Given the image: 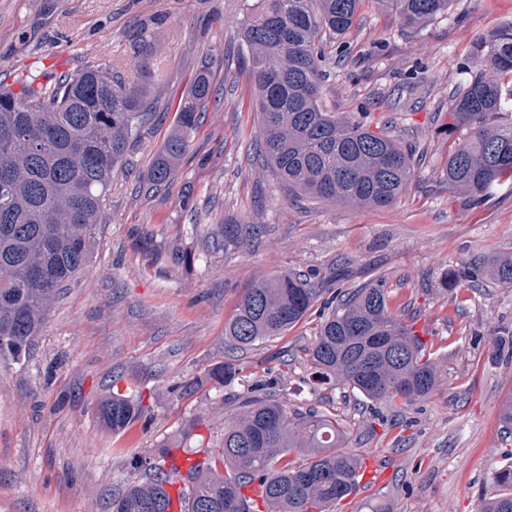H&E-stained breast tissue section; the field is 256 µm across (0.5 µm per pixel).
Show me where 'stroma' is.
<instances>
[{"label": "stroma", "mask_w": 512, "mask_h": 512, "mask_svg": "<svg viewBox=\"0 0 512 512\" xmlns=\"http://www.w3.org/2000/svg\"><path fill=\"white\" fill-rule=\"evenodd\" d=\"M242 0H0V80L19 86L113 63L138 19H168L157 64L172 77L106 196L90 263L49 309L27 357L0 361V512H112L139 478L137 458L217 444L245 385L270 382L290 407H332L347 448L385 461L370 498L336 512H475L512 438L500 424L512 394V360L495 357L512 334V288L480 280L445 289L444 273L512 252V185L481 204L449 188L452 142L441 130L468 74L488 70L477 43L512 18V0H453L420 32L364 0L351 28L323 44V98L416 148L417 172L386 207L311 204L259 162L258 92L240 58ZM210 64L224 103L209 106L167 191L138 187L174 123L179 100ZM190 188L196 219L180 207ZM262 234L230 251L209 238L227 223ZM291 271L338 290L382 283L393 314L412 319L442 381L402 412L314 379L304 352L319 314L284 335L236 350L224 324L252 281ZM233 363L224 384L213 369ZM136 398L126 428L101 422L114 393Z\"/></svg>", "instance_id": "stroma-1"}]
</instances>
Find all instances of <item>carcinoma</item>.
Segmentation results:
<instances>
[{"label":"carcinoma","instance_id":"obj_1","mask_svg":"<svg viewBox=\"0 0 512 512\" xmlns=\"http://www.w3.org/2000/svg\"><path fill=\"white\" fill-rule=\"evenodd\" d=\"M242 47L258 91L256 154L299 198L357 208L384 207L415 173L412 148L365 123L331 112L323 102V42L346 33L364 0H242ZM422 28L453 0H372ZM166 18L150 15L125 34L131 77L117 65L89 66L51 88H0V358L30 350L56 296L91 260L94 230L104 223L112 177L149 123V98L169 82L156 66V42ZM490 69L471 73L450 103L448 135L469 132L448 156V187L479 204L495 187L512 184V20L488 31ZM218 90L204 65L177 112L174 128L155 149L143 189L173 186L201 112ZM262 233L259 224H226L224 251ZM512 287V254L445 273L442 287L482 277ZM323 289L288 271L247 288L224 324L236 348L280 336L317 303ZM309 361L326 380L389 406L428 397L441 375L413 325L395 317L380 284L336 294L319 314ZM248 386L236 414L224 420L220 445L191 464L171 496L168 472L142 456L143 476L112 499V512H335L358 484L361 458L344 447L336 416L291 410ZM138 408L114 394L99 409L109 428L127 427ZM499 490L477 512H512V465L493 475Z\"/></svg>","mask_w":512,"mask_h":512}]
</instances>
